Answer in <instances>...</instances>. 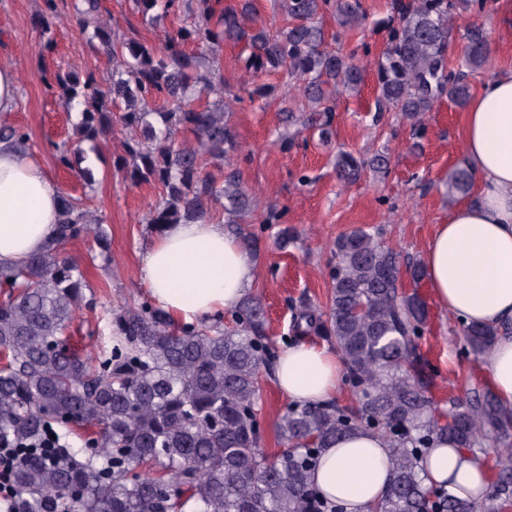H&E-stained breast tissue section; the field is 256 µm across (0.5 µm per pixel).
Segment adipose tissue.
Wrapping results in <instances>:
<instances>
[{"label": "adipose tissue", "instance_id": "1", "mask_svg": "<svg viewBox=\"0 0 512 512\" xmlns=\"http://www.w3.org/2000/svg\"><path fill=\"white\" fill-rule=\"evenodd\" d=\"M463 152L476 180V199L438 225L422 257L437 303L466 324L498 329L484 359L496 396L512 407V70L489 76L470 101ZM62 191L42 164L0 142V264L41 251L56 235ZM139 278L154 302L176 321L216 320L237 306L254 282L252 262L224 224L211 220L167 225L146 249ZM274 382L288 402L331 400L342 363L331 346L293 343L278 354ZM390 480L388 451L372 433L332 444L313 481L346 512H371ZM427 486L479 500L487 486L482 459L452 442L432 448Z\"/></svg>", "mask_w": 512, "mask_h": 512}]
</instances>
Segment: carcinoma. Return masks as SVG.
<instances>
[{
    "instance_id": "obj_1",
    "label": "carcinoma",
    "mask_w": 512,
    "mask_h": 512,
    "mask_svg": "<svg viewBox=\"0 0 512 512\" xmlns=\"http://www.w3.org/2000/svg\"><path fill=\"white\" fill-rule=\"evenodd\" d=\"M488 0H410L398 3L386 51L370 57L324 47L317 19L329 5L346 21L363 17L360 0H283L295 24L248 35L252 6L223 0H133L145 20L173 16L164 48L136 34L114 37L97 25L89 36L112 58V81L93 74L56 73L44 79L60 89L67 110L81 108L76 143L55 144L60 165L70 168L81 143L92 145L119 129L126 132L118 163L134 184L161 186L147 223H194L211 219L208 203L224 201L227 223L249 209L239 174L217 177L202 154L221 165L237 147L224 109L198 104L196 88L223 81L206 64L226 40L249 36L245 72L286 75L304 81L310 115L305 127L328 133L322 114L333 111L334 94L359 91L362 73L377 77L378 111L400 112L422 129V117L446 96L458 105L470 97L468 76L489 61L480 28L467 30L460 66L448 68V39L463 12L481 14ZM71 6L84 28L100 14L102 0H43L38 24L50 30L59 9ZM188 133L204 153L175 145ZM30 149L21 127L0 130ZM364 162L344 153L337 161L349 185ZM473 175L458 167L448 175V194H467ZM97 224L103 220L93 221ZM81 200L65 197L57 237L18 266H0V443H28L54 424L96 427L84 460L30 458L13 476L22 512H43L55 500L73 512H343L313 483L324 449L362 432L383 437L392 479L373 512H507L512 507V410L484 391L448 397V420L436 414L435 381L418 349L428 320L426 302L399 286L401 253L378 234L358 228L336 239L329 311L305 300L296 306L292 333L325 337L341 357L355 404L334 401L291 406L277 425L286 451L270 458L260 448L258 385L261 368L272 369L263 308L246 298L220 328L201 321L177 326L163 310L143 301L112 314L113 345L96 357L70 351L63 334L84 300L80 266L61 253L88 232ZM471 351L483 354L496 330L462 326ZM452 439L461 448L495 451L494 481L482 500L434 496L421 471L433 445Z\"/></svg>"
}]
</instances>
